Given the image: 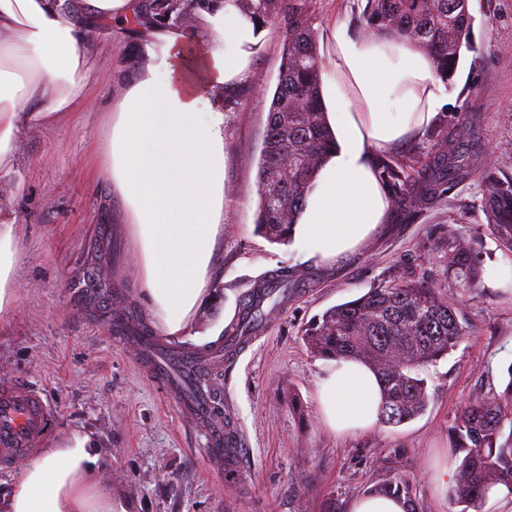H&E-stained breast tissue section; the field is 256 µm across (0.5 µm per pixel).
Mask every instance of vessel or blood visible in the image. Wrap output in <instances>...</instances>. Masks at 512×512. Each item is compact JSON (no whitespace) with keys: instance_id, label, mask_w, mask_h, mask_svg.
<instances>
[{"instance_id":"1","label":"vessel or blood","mask_w":512,"mask_h":512,"mask_svg":"<svg viewBox=\"0 0 512 512\" xmlns=\"http://www.w3.org/2000/svg\"><path fill=\"white\" fill-rule=\"evenodd\" d=\"M122 331L142 369L170 394L182 411L209 434L205 455L222 472L226 483L241 477L239 461L243 440L224 423V407L207 390H194L196 374L215 365L212 357H201L171 348L144 328L113 323ZM56 409L36 388L15 382L0 383V466L9 467L35 452L50 435Z\"/></svg>"}]
</instances>
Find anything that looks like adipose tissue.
Masks as SVG:
<instances>
[{"label":"adipose tissue","mask_w":512,"mask_h":512,"mask_svg":"<svg viewBox=\"0 0 512 512\" xmlns=\"http://www.w3.org/2000/svg\"><path fill=\"white\" fill-rule=\"evenodd\" d=\"M136 0H0V172L12 171L25 130L54 124L85 98L99 69L87 37L100 21L132 19ZM203 23L205 40L152 27L143 66L101 142L104 170L121 195L139 244L142 295L164 335L186 331L206 300L224 222V86L243 78L260 32L225 0ZM320 97L335 145L296 219L294 241L323 262L362 247L389 209L375 157L432 126L448 96L431 60L384 35L334 25ZM11 203L0 202V313L13 299L19 246ZM324 422L351 434L378 421L375 372L340 360L321 378ZM91 434L72 432L29 463L0 512H126L99 481Z\"/></svg>","instance_id":"ef3b65f1"}]
</instances>
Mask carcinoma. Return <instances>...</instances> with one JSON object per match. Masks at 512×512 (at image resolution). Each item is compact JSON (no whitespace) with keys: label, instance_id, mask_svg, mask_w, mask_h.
<instances>
[{"label":"carcinoma","instance_id":"obj_1","mask_svg":"<svg viewBox=\"0 0 512 512\" xmlns=\"http://www.w3.org/2000/svg\"><path fill=\"white\" fill-rule=\"evenodd\" d=\"M257 27L285 15L288 26L278 82L273 92L259 165V205L256 228L272 244L291 241V230L303 207L316 171L333 148L319 96L322 61L306 10L298 0H224ZM213 0H142L141 10L128 23L134 29L147 23L198 28L202 13ZM474 17L469 0H366L360 27L368 34L398 37L426 52L437 74L447 80L455 71L462 46L470 43ZM468 135L459 124L437 136V161L455 153ZM376 172L390 199L416 216L445 193L444 183L422 172L414 176L406 167L384 156ZM483 212L487 228L499 245L512 251V175L485 163ZM448 278L458 287H482L483 259L477 242L448 229L444 243ZM290 274L275 271L259 280L245 303L240 324L231 335L263 322L264 303L277 306L288 299ZM111 288L88 274L84 307L112 320L105 309ZM466 329L456 306L437 289L407 282L379 286L361 297L326 310L303 332L309 351L325 359H355L377 374L381 385L380 422L401 425L421 415L430 393L420 370L456 351ZM450 447L462 453L451 494L469 512L486 499L491 488L512 491V380L497 395L464 407L448 433ZM372 493L395 495L418 512L410 480L385 479Z\"/></svg>","mask_w":512,"mask_h":512}]
</instances>
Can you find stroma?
<instances>
[{
  "label": "stroma",
  "instance_id": "35a3bbf8",
  "mask_svg": "<svg viewBox=\"0 0 512 512\" xmlns=\"http://www.w3.org/2000/svg\"><path fill=\"white\" fill-rule=\"evenodd\" d=\"M470 4L474 48L460 52L446 83L448 103L435 127L389 154L424 168L437 132L463 123L471 135L460 150L473 164L423 215L409 219L390 209L361 251L343 260H305V245L270 243L255 227L269 108L262 91L278 81L284 18L263 28L246 78L224 91V222L208 282L216 295L168 344L223 346L256 280L283 267L292 275L287 304L269 309L255 341L216 374L224 410L244 440V476L234 487L207 467L196 426L140 372L104 317L82 304L78 283L96 250L108 247L112 259L96 275L112 284L109 309L133 311L148 329L157 327L141 294L131 226L99 151L109 121L105 102L136 80L143 58L117 24L100 26L91 54L106 82L90 83L84 102L56 123L24 132L16 168L0 173V195H15L20 247L13 301L0 314V378L39 388L56 406L45 447L77 430L93 434L104 461L101 480L128 512H324L331 503L349 512L354 497L394 474L412 482L419 512H459L432 481L439 467L455 463L448 429L465 404L501 391L512 365V288L462 291L449 280L441 250L454 228L479 241L485 265L512 263L485 227L477 165L487 158L512 174V0ZM364 5L306 0L320 51L329 49L332 26L355 25ZM399 281L438 287L468 334L457 351L423 368L431 394L425 413L396 427L337 436L318 409L328 362L310 353L302 330L327 309Z\"/></svg>",
  "mask_w": 512,
  "mask_h": 512
}]
</instances>
